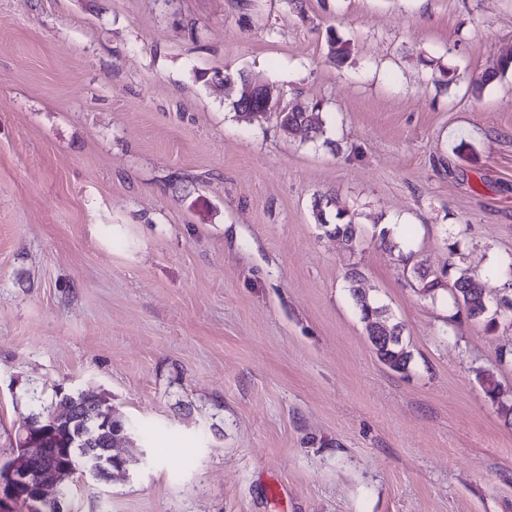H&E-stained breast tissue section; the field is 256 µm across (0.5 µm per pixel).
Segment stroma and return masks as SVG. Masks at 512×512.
Listing matches in <instances>:
<instances>
[{"mask_svg": "<svg viewBox=\"0 0 512 512\" xmlns=\"http://www.w3.org/2000/svg\"><path fill=\"white\" fill-rule=\"evenodd\" d=\"M510 53L512 0H0V464L84 390L130 465L68 512H512V327L453 318L379 238L504 294L512 74L468 86ZM241 70L324 135L238 121ZM334 219L336 220V224H332L334 226L332 232L336 237L341 238L350 252L354 251L359 231L357 224L354 223L352 217L346 212L339 210L335 213ZM357 275L358 273L356 271H352L347 275V279L350 285L349 290L360 312L367 336H373L376 341L381 343L388 337L380 336L386 334L389 329L388 326L391 330L397 332L396 340L394 343L390 344L389 349H386L385 343L378 344L372 342V344L376 348L381 361L392 369H404L410 361L411 354L407 349V345L402 341V325L399 322H394L388 315L385 306L380 305L378 301L370 298L366 292L358 286L359 280L357 279ZM380 323H385L386 325ZM377 324L380 325L375 326ZM372 328L375 336L372 333Z\"/></svg>", "mask_w": 512, "mask_h": 512, "instance_id": "35a3bbf8", "label": "stroma"}]
</instances>
